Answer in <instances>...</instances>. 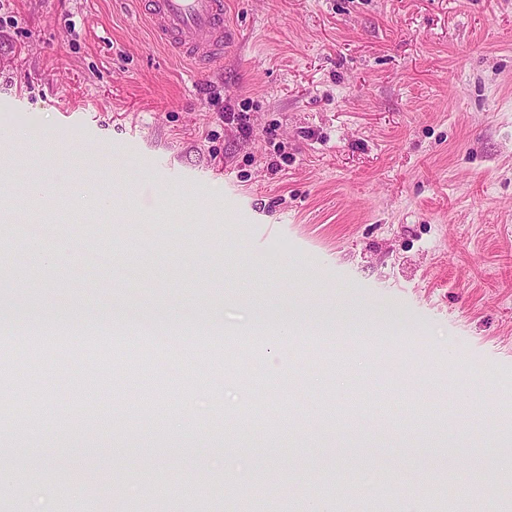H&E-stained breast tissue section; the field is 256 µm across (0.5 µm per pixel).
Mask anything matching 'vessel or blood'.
Listing matches in <instances>:
<instances>
[{
  "label": "vessel or blood",
  "mask_w": 512,
  "mask_h": 512,
  "mask_svg": "<svg viewBox=\"0 0 512 512\" xmlns=\"http://www.w3.org/2000/svg\"><path fill=\"white\" fill-rule=\"evenodd\" d=\"M151 31L167 48L208 68L224 57V0H143Z\"/></svg>",
  "instance_id": "vessel-or-blood-1"
}]
</instances>
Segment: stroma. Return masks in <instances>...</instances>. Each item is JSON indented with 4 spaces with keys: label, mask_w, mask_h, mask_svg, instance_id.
<instances>
[{
    "label": "stroma",
    "mask_w": 512,
    "mask_h": 512,
    "mask_svg": "<svg viewBox=\"0 0 512 512\" xmlns=\"http://www.w3.org/2000/svg\"><path fill=\"white\" fill-rule=\"evenodd\" d=\"M224 18L209 70L136 0L0 7L13 221L63 209L139 272L77 284L70 253L0 278V504L21 485L24 512H512V0Z\"/></svg>",
    "instance_id": "obj_1"
}]
</instances>
